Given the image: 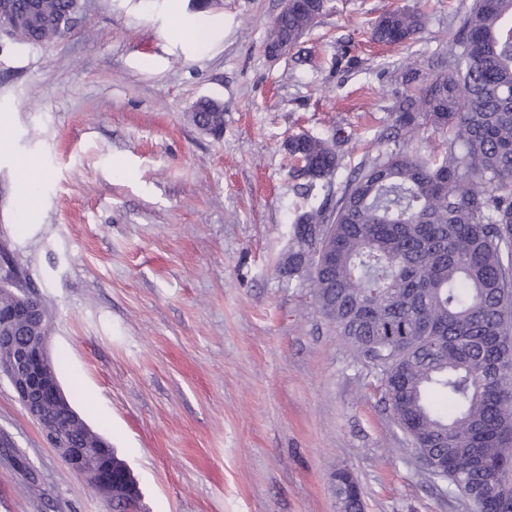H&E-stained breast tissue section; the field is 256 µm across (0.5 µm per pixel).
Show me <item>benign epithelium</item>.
<instances>
[{"label": "benign epithelium", "mask_w": 512, "mask_h": 512, "mask_svg": "<svg viewBox=\"0 0 512 512\" xmlns=\"http://www.w3.org/2000/svg\"><path fill=\"white\" fill-rule=\"evenodd\" d=\"M17 305L11 317L0 320V374L8 378L28 416L39 426L46 442L54 448L64 464L81 478L107 504L118 496L129 504L128 512H142V493L126 463L120 464L121 475L112 477L96 463L98 449L88 445L93 432L74 409L67 414L68 425L62 427L51 412L68 406L50 358L47 333L28 335L34 322L45 323L41 303L32 300L19 286L15 272L0 277Z\"/></svg>", "instance_id": "obj_1"}]
</instances>
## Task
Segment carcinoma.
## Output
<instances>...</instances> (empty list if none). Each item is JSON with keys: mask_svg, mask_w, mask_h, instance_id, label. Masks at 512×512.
<instances>
[{"mask_svg": "<svg viewBox=\"0 0 512 512\" xmlns=\"http://www.w3.org/2000/svg\"><path fill=\"white\" fill-rule=\"evenodd\" d=\"M24 22L0 36L31 45L61 38L80 0H10ZM325 11L322 0H288L267 44L293 48ZM420 8H397L371 27L401 45L425 28ZM404 91L382 142L393 144L353 171L341 196L292 222L297 250L288 276L324 253L309 278L323 313L377 379L410 451L427 466L448 460V492L475 512H512L488 495L512 480V0H474L456 38L437 58L407 60ZM195 119L211 136L224 107L198 100ZM448 131L441 155L411 152L422 127ZM320 179L337 167L330 141L288 144ZM336 495L359 512L357 480Z\"/></svg>", "mask_w": 512, "mask_h": 512, "instance_id": "1", "label": "carcinoma"}]
</instances>
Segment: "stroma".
Here are the masks:
<instances>
[{
    "instance_id": "obj_1",
    "label": "stroma",
    "mask_w": 512,
    "mask_h": 512,
    "mask_svg": "<svg viewBox=\"0 0 512 512\" xmlns=\"http://www.w3.org/2000/svg\"><path fill=\"white\" fill-rule=\"evenodd\" d=\"M472 3L328 0L275 61L284 0H85L56 42H0V254L47 312L68 400L149 512H337L342 469L364 512H474L405 454L373 374L281 272L296 210L336 201L377 155L400 63L441 52ZM415 6L417 37L371 40L384 12ZM178 21L206 38H172ZM204 96L224 104L221 138L190 120ZM301 132L337 140L308 200L286 148ZM0 435V512H109L3 376Z\"/></svg>"
}]
</instances>
